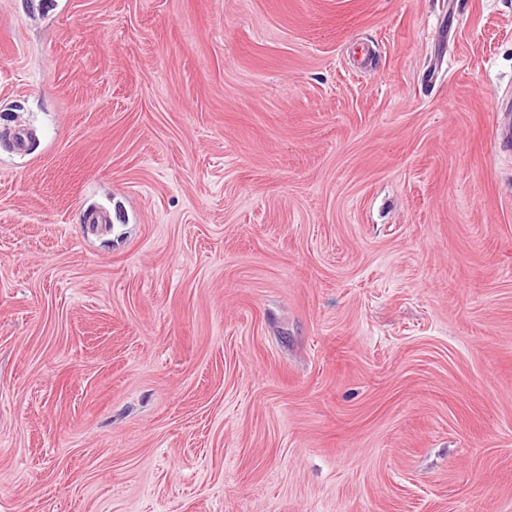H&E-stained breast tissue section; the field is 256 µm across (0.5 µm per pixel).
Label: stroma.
<instances>
[{
	"label": "stroma",
	"instance_id": "obj_1",
	"mask_svg": "<svg viewBox=\"0 0 512 512\" xmlns=\"http://www.w3.org/2000/svg\"><path fill=\"white\" fill-rule=\"evenodd\" d=\"M509 122L512 0H0V512H512Z\"/></svg>",
	"mask_w": 512,
	"mask_h": 512
}]
</instances>
